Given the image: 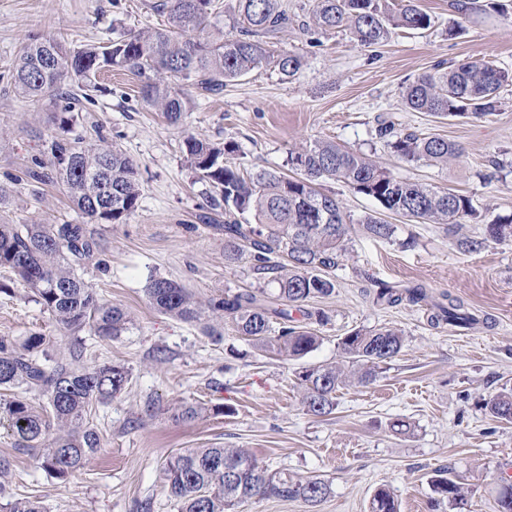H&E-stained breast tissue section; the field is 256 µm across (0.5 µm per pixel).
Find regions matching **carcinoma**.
<instances>
[{
	"instance_id": "carcinoma-1",
	"label": "carcinoma",
	"mask_w": 512,
	"mask_h": 512,
	"mask_svg": "<svg viewBox=\"0 0 512 512\" xmlns=\"http://www.w3.org/2000/svg\"><path fill=\"white\" fill-rule=\"evenodd\" d=\"M215 0H155L152 10L167 18L163 27H145L98 46L66 48L50 36L25 43L13 67L18 95L38 101L59 94L61 82L74 75L84 80L114 68L132 66L141 79L143 99L172 124L191 110L189 90L208 93L224 89L271 58L267 38L288 27V9L281 0H236V33L215 38L208 19ZM465 17L473 10L504 11L499 0L456 4ZM314 22L323 30L346 29L361 46L386 39L389 28L425 30L431 15L417 0H315ZM278 71L294 76L302 57L282 50ZM512 84V72L487 63L461 62L444 72L424 74L405 88L407 107L437 117L481 118L497 111L498 91ZM377 136L397 155L430 164H446L460 155L459 146L437 135L399 130L385 120ZM51 167L59 174L72 201L101 224H122L137 209L141 183L137 166L122 150L82 141L47 147ZM232 142L219 144L194 134L183 140L185 160L215 190L212 205L224 206V260L231 264L249 256L253 273L263 282L255 291H227L202 306L187 289L164 277L152 278L146 295L158 312L186 322L204 316L229 317L252 345L281 359L298 360L321 342L315 330L283 325L274 330L272 318L288 320V308L305 319L325 325L323 311H310L315 298L335 293L336 270L347 254L348 223L335 196L317 190L325 180L342 182L376 200L382 210L422 224H444L451 232L476 221L479 210L471 196L455 190H434L402 180L364 155L333 141H318L291 153L298 171L290 177L276 171L245 173L226 160L235 152ZM251 214L256 225L237 216ZM367 236L388 239L394 225L370 215L360 221ZM494 241L512 237V220L489 224ZM98 248L82 224H11L0 222V269L11 273L62 328L89 329L115 338L127 329L122 308L101 301L76 272V265ZM376 300L390 306L402 301L418 304L427 298L420 286L397 288L371 278ZM479 319L460 300L435 305L430 323L467 329ZM46 337L33 333L21 341L0 337V421L7 422L17 444L34 452L38 466L60 479L79 472L100 450L101 437L93 411L120 393L128 371L116 365L94 368L80 364L81 351L53 358L45 351ZM345 363L309 366L295 372L308 414L324 417L336 407V392L349 382L373 383L382 366L404 347L403 334L393 328L358 329L338 343ZM500 422L512 423V390L490 398L485 405ZM208 411L201 403L181 405L175 417L192 420ZM10 462L0 459V512H43L37 499H14L7 489ZM162 485L177 512H240L246 504L265 499H300L314 508L330 492L322 479L299 481L273 472L244 448H188L166 458ZM435 504H463L458 484L441 473L431 480ZM369 512H399L398 502L385 489L377 490Z\"/></svg>"
}]
</instances>
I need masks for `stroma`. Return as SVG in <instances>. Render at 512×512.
Here are the masks:
<instances>
[{
	"label": "stroma",
	"mask_w": 512,
	"mask_h": 512,
	"mask_svg": "<svg viewBox=\"0 0 512 512\" xmlns=\"http://www.w3.org/2000/svg\"><path fill=\"white\" fill-rule=\"evenodd\" d=\"M153 0H0V185L9 190L0 218L13 224H82L99 244L77 268L103 301L121 307L129 329L110 339L57 325L24 291L0 294V336H48L50 353L81 345L88 367L119 365L129 372L121 393L99 406L94 419L101 450L62 482L40 469L0 427V458L16 497L41 498L46 512H176L161 488L160 464L188 448H246L269 469L296 479L319 477L330 494L316 509L300 500H262L244 512H368L377 489L391 492L400 512H460L432 508L430 482L440 471L460 483L461 512H496L512 485V423L484 407L490 395L512 389V238L492 241L486 225L512 220V85L502 87L494 114L481 119L438 118L410 111L405 86L462 61H484L512 71V10L461 19L455 0H419L432 17L426 30L393 29L386 41L358 46L346 31H323L312 21V0H283L293 22L273 38V50L299 53L291 78L274 64L255 68L208 95L194 92V107L178 124L148 106L140 79L127 67L101 75L88 89L76 78L65 96L32 101L11 85L15 58L30 38L53 36L77 49L104 44L131 30L162 24ZM399 129L436 134L462 150L445 165L395 156L376 134L378 116ZM234 142L230 160L248 172L290 173V150L331 140L364 154L395 176L435 189L470 195L482 213L465 235L479 240L460 249L441 224L387 215L391 239L375 240L360 220L381 212L372 198L335 181L320 185L338 198L352 223L349 252L334 273L336 292L310 301L326 311L322 341L302 361H283L254 349L231 320L184 322L154 310L146 296L152 277L176 281L199 302L225 290H256L250 260H224L223 210L210 207L213 189L199 180L182 152L188 134ZM102 136L137 166L141 196L123 224L90 221L51 175L50 140ZM422 286L434 298L461 299L483 323L457 329L430 323V305L394 307L374 302L368 278ZM394 327L405 346L368 386L339 389L336 408L308 415L294 373L300 366L343 360L338 342L352 330ZM184 402L209 405L196 420L174 419ZM230 407L216 415L212 406ZM410 423L407 435L390 422Z\"/></svg>",
	"instance_id": "1"
}]
</instances>
